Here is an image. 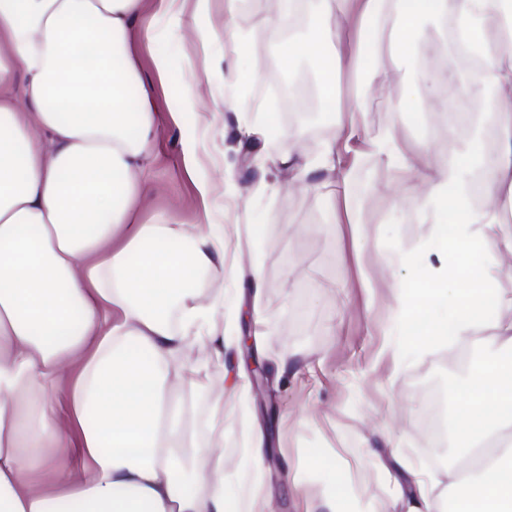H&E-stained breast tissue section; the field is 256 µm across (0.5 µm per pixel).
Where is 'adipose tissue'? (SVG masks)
I'll return each mask as SVG.
<instances>
[{"label": "adipose tissue", "mask_w": 512, "mask_h": 512, "mask_svg": "<svg viewBox=\"0 0 512 512\" xmlns=\"http://www.w3.org/2000/svg\"><path fill=\"white\" fill-rule=\"evenodd\" d=\"M184 0H0V512H266L262 446L251 448L247 496L195 438L196 416L178 393L197 372L186 353L232 344L211 329L222 301L203 302L200 277L224 262V227L138 224L142 178L160 112L134 51L151 39L146 6L178 17ZM326 33L286 45L315 66L325 110L336 77L360 91L407 65L428 20L454 23L479 56L471 82L448 78V52L414 72L429 91L478 101L499 94L497 151L472 134L463 158L395 130L374 142L424 185L410 207L429 224L441 272L400 284L389 335L424 349L444 339L491 346L462 383L453 417L459 466L422 479L385 470L402 512H512V323L502 324L499 277L512 273V0H318ZM360 123H340L317 158L280 156L289 185L324 193L356 224L358 203L337 196L355 176L340 165ZM482 169L473 185L466 168ZM71 451L61 462L58 451ZM305 512H352L336 491L284 471Z\"/></svg>", "instance_id": "1"}]
</instances>
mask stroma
Listing matches in <instances>:
<instances>
[{"label":"stroma","instance_id":"stroma-1","mask_svg":"<svg viewBox=\"0 0 512 512\" xmlns=\"http://www.w3.org/2000/svg\"><path fill=\"white\" fill-rule=\"evenodd\" d=\"M276 8V0H241L237 24L243 44L261 53V74L247 83L237 79L238 69L248 66L243 44L216 43L212 53L218 63L205 66L193 32V6L174 21H154L149 9L143 13L142 25H156L157 37L152 45H138L137 55L158 106L180 99L183 81L191 75L195 109L161 126L147 179L150 190L135 221L193 226L210 216L226 228L227 260L207 272L204 292L237 293L238 302L224 304V329L236 337L249 332L253 357L245 359L240 351L220 357L201 347L189 353L202 384L193 394L199 420L210 412L209 387L224 389L223 432L202 425L198 437L213 458L222 459L225 474L244 478L251 465L246 450L263 438L275 512H302L284 489L283 459L291 457L303 472L317 449L322 471L335 465L348 471L347 492L359 512H400L380 465L400 455L425 467L420 391L438 392L449 410H457L464 401L457 385L467 368L456 363L453 345L427 353L411 348L401 359L386 348L395 288L416 272L438 269L441 261L420 247L429 227L410 218L402 172L379 158L368 141L390 128L410 146L428 140L429 127L441 125L448 103L424 88H411L404 71L391 84L369 89L360 112L364 131L345 159L356 172L346 191L359 201L361 230L352 232L328 213L320 194L289 187L287 176L274 168L289 144L313 157L338 131L336 117L314 110L311 101L294 107L308 120L305 128L291 126L287 113L271 103L268 90L280 81H317L302 56L291 72L280 70V48L269 35ZM157 55L172 63L167 80L156 78ZM222 90L236 99L235 110H225L218 96ZM411 93L424 101V111H404ZM270 123L276 124V135L264 132ZM252 138L258 146L248 159L243 149ZM184 139L199 144L194 164L185 161ZM201 181L213 188L208 197L199 195ZM398 249L415 250L413 267L389 265ZM256 269L265 281L258 295L250 287ZM284 355L293 368L281 376L277 363ZM258 372L267 389L257 399L252 379Z\"/></svg>","mask_w":512,"mask_h":512}]
</instances>
